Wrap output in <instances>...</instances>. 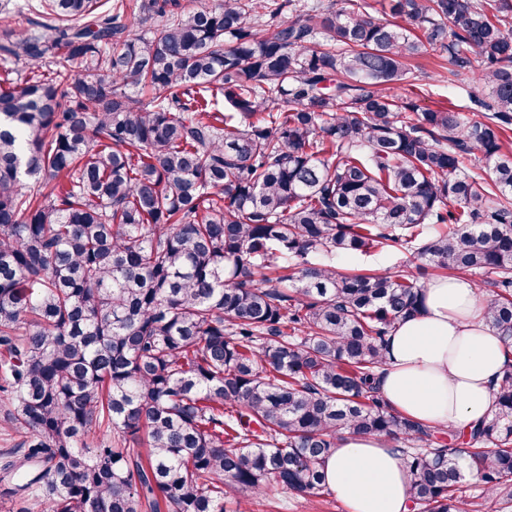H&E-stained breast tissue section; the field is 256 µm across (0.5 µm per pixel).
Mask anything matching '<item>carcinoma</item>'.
<instances>
[{
    "mask_svg": "<svg viewBox=\"0 0 512 512\" xmlns=\"http://www.w3.org/2000/svg\"><path fill=\"white\" fill-rule=\"evenodd\" d=\"M340 2L49 0L46 21L0 29L22 64L0 76V400L18 436L0 495L21 512L320 495L344 430L426 444L407 453L414 512H475L469 477L512 507V369L457 454L376 385L426 284L336 267L392 242L478 273L512 345V0ZM436 49L481 60L487 120L399 94Z\"/></svg>",
    "mask_w": 512,
    "mask_h": 512,
    "instance_id": "cac0c4a2",
    "label": "carcinoma"
}]
</instances>
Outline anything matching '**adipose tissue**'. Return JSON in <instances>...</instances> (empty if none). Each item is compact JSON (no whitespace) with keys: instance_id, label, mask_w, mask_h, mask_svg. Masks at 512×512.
I'll use <instances>...</instances> for the list:
<instances>
[{"instance_id":"obj_1","label":"adipose tissue","mask_w":512,"mask_h":512,"mask_svg":"<svg viewBox=\"0 0 512 512\" xmlns=\"http://www.w3.org/2000/svg\"><path fill=\"white\" fill-rule=\"evenodd\" d=\"M486 300L465 278H436L422 307L386 338L377 384L394 412L461 433L490 417L512 348L485 321ZM347 512H411L406 459L386 436L340 432L321 462Z\"/></svg>"}]
</instances>
